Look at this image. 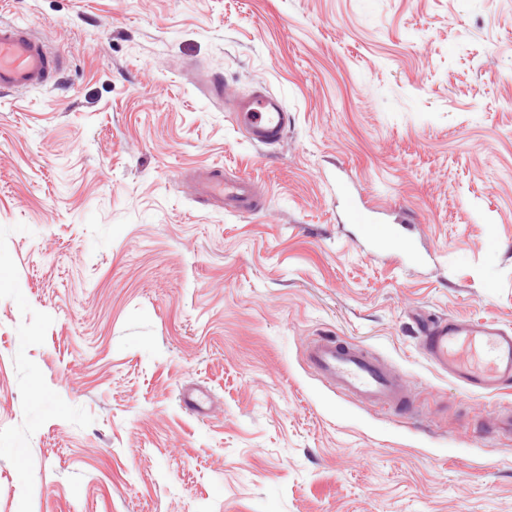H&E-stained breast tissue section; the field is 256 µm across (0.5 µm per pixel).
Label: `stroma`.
Here are the masks:
<instances>
[{"label": "stroma", "mask_w": 512, "mask_h": 512, "mask_svg": "<svg viewBox=\"0 0 512 512\" xmlns=\"http://www.w3.org/2000/svg\"><path fill=\"white\" fill-rule=\"evenodd\" d=\"M0 20L63 61L0 95V512H512V435L486 432L512 388L465 394L416 350L420 317L512 329V0H0ZM211 74L279 99L280 141H249ZM213 164L262 207L192 194ZM321 336L388 361L415 412L324 384ZM372 241L377 246H382L390 242L397 244L403 256L413 255V247L409 237L405 232V228L395 224H383L379 233L373 237Z\"/></svg>", "instance_id": "35a3bbf8"}]
</instances>
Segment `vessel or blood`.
<instances>
[{
    "mask_svg": "<svg viewBox=\"0 0 512 512\" xmlns=\"http://www.w3.org/2000/svg\"><path fill=\"white\" fill-rule=\"evenodd\" d=\"M58 56L43 40L14 22L0 21V93H16L48 82L59 71ZM206 90L215 102L227 106L234 121L251 140L278 142L288 123L278 99L257 91L246 97L228 96L223 81L207 77ZM203 189L209 199L228 211H253L261 206L254 186L245 180H225L222 172H204ZM376 245L396 243L402 254L413 247L404 227L382 225ZM418 348L436 369L448 373L470 394L492 395L512 385V329L492 321L425 320L419 326ZM306 360L333 388L366 403L400 405L406 388L399 376L369 351L322 336L309 344Z\"/></svg>",
    "mask_w": 512,
    "mask_h": 512,
    "instance_id": "vessel-or-blood-1",
    "label": "vessel or blood"
}]
</instances>
